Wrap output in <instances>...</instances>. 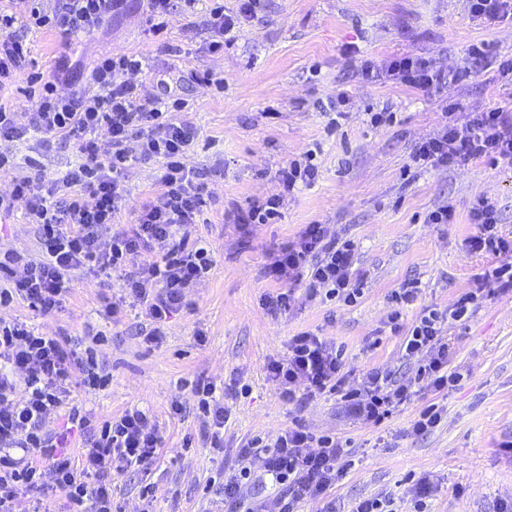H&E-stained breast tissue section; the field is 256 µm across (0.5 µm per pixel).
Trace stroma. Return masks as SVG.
I'll return each mask as SVG.
<instances>
[{
  "label": "stroma",
  "instance_id": "1",
  "mask_svg": "<svg viewBox=\"0 0 512 512\" xmlns=\"http://www.w3.org/2000/svg\"><path fill=\"white\" fill-rule=\"evenodd\" d=\"M239 6V0H224L237 24L220 54L205 47L208 0H197L191 14H173L167 32L154 37L146 31L144 0H124L106 25L69 51L81 71L108 53L146 56V69L132 77L140 92L159 95L161 81L173 79L188 103L179 117L198 130L188 163L205 175L212 196L209 221L197 230L210 242L216 265L208 279L186 288L187 308L168 320L160 343H147L140 306L124 304L110 321L102 316L106 303L122 295V278L104 284L78 271L69 301L55 315L16 302L0 307V318L27 320L43 333L63 329L81 343L106 332L97 353L111 382L100 390L76 387L73 397L102 418L133 406L147 409L164 438L148 474L113 478L119 512H222L220 494L208 488L217 466L233 470L239 448L258 435L274 439L296 419L348 443L353 453L329 499L305 500L299 512H325L330 499L338 512L363 498L405 501L421 480L435 490L431 512H498L501 501L512 499V455L501 449L512 441V292L484 303L465 324L449 326L455 385L398 407L378 426L344 416L333 395L300 408L288 405L265 365L286 354L292 336L310 331L340 350L350 382L375 367L413 376L414 365L401 357V335L386 324L388 296L405 282L419 283V297L403 310L409 324L423 307L446 309L467 291L492 263L465 246L475 231L470 210L488 199L501 231L512 235V169L480 159L409 177L404 170L416 144L439 129L443 101L459 102L453 120L460 125L512 101V84L497 74L499 61L512 56V18L474 19L466 0H262L253 17L240 15ZM24 36L32 71L52 78L65 50L60 35L32 28ZM476 47L485 58L474 72ZM410 54L461 78L440 97L386 79L390 61ZM368 61L379 71L370 81L361 77ZM205 71L223 79V88L199 83ZM342 91L349 96L348 114L332 132L327 108ZM374 112L396 113L397 120L373 126ZM309 150L317 153L314 184L289 196L273 223H235L236 215L271 194L280 165ZM0 153L15 162L13 172L0 173V192L16 176L39 173L52 181L77 160L60 138L0 141ZM446 204L453 208L451 223H425L428 212ZM309 224L354 242L364 282L356 304L311 299L303 287L267 275L273 251ZM12 251L33 258L41 253L40 229L21 210L0 219V254ZM287 289L290 308L269 312L265 296ZM199 380L225 391L229 418L220 456L196 409L192 386ZM176 400L185 407L179 417L169 412ZM431 401L444 407L442 423L413 434L415 417ZM149 483L155 493L147 501L141 491Z\"/></svg>",
  "mask_w": 512,
  "mask_h": 512
}]
</instances>
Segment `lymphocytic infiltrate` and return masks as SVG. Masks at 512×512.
<instances>
[{"label": "lymphocytic infiltrate", "mask_w": 512, "mask_h": 512, "mask_svg": "<svg viewBox=\"0 0 512 512\" xmlns=\"http://www.w3.org/2000/svg\"><path fill=\"white\" fill-rule=\"evenodd\" d=\"M122 0H36L28 14L0 9V89L23 68L30 49L17 34L34 25L60 31L67 39L103 26ZM142 56L124 53L98 58L86 75L87 86L60 96L57 83L41 74L29 76L32 108L26 122L0 104V140H19L36 133L67 140L80 161L51 188L39 178L14 179L9 193L0 194V215L25 210L41 231V255L28 258L10 253L0 259V307L21 300L47 316L59 311L71 294L72 274L88 268L111 272L130 267L125 291L143 307L151 327L147 342L159 340L165 323L186 306L185 288L203 281L214 266L211 249L196 234L204 221L207 185L188 166L197 129L176 116L183 100L168 96L146 98L119 73L139 72ZM402 85L437 94L458 81V74L435 68L428 59L405 55L394 59L385 73ZM457 103L442 105L444 122L419 142L412 168H452L474 159L512 168V103L475 113L463 126L452 115ZM106 132L109 151H102L99 132ZM151 158L161 162L160 190L143 202L134 223H121L127 207L124 169ZM318 168L291 161L274 174L276 190L253 206L242 221L265 224L275 220L287 195L298 186H311ZM476 232L469 251L492 256L494 265L475 275L470 291L448 309L423 308L410 328L401 324V310L413 303L420 288L408 282L393 291L388 317L392 331H404L402 357L416 364L414 377L401 380L373 368L360 382L346 386L343 362L335 347L304 331L292 336L285 356L270 360L267 371L291 404L322 395H338L345 408L371 425L413 397L448 388L453 351L447 338L449 323L465 319L469 310L512 291V236L499 229L493 204L481 199L470 211ZM355 246L327 237L322 225L310 224L295 241L281 246L270 265L280 281L304 285L308 297L320 295L352 304L363 293L354 274ZM92 346L77 352L71 337L52 336L20 320H0V512H42L39 493L45 477L63 496L60 512H112L108 477L156 462L162 437L153 414L132 407L120 415L99 419L72 403L74 384L100 389L110 382ZM198 408L208 418L210 444L224 447L228 411L215 398L216 387L197 383ZM62 413L63 427L55 434L43 430L46 419ZM84 448L72 455L76 438ZM264 452V475L276 489L273 497L248 500L244 488L251 480L250 457ZM242 462L225 479L227 512H296L309 497H322L335 488L348 468L343 444L330 435H315L293 422L274 442L256 437L239 449Z\"/></svg>", "instance_id": "obj_1"}]
</instances>
